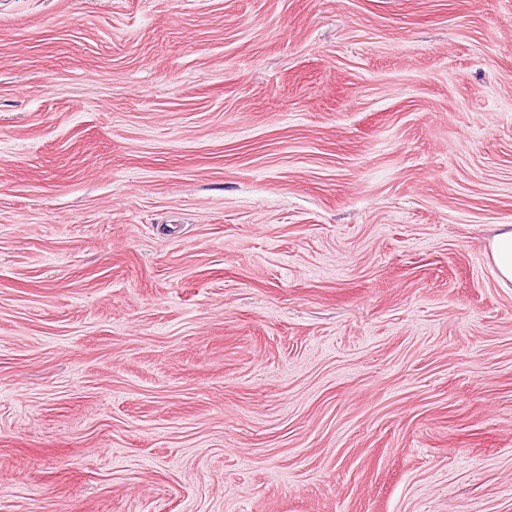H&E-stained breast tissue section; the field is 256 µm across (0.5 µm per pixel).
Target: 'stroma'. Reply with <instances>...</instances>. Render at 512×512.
<instances>
[{
  "label": "stroma",
  "mask_w": 512,
  "mask_h": 512,
  "mask_svg": "<svg viewBox=\"0 0 512 512\" xmlns=\"http://www.w3.org/2000/svg\"><path fill=\"white\" fill-rule=\"evenodd\" d=\"M512 0H0V512H512ZM491 274L502 288H512V225L499 224L488 242Z\"/></svg>",
  "instance_id": "stroma-1"
}]
</instances>
